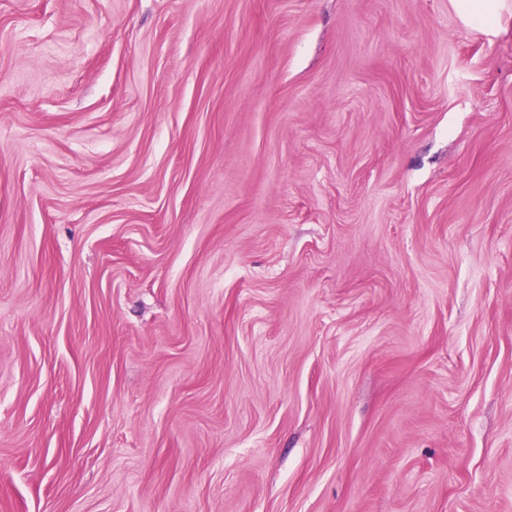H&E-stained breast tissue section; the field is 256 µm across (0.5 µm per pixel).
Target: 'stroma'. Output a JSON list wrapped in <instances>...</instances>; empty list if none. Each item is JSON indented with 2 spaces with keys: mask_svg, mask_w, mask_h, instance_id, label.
Listing matches in <instances>:
<instances>
[{
  "mask_svg": "<svg viewBox=\"0 0 512 512\" xmlns=\"http://www.w3.org/2000/svg\"><path fill=\"white\" fill-rule=\"evenodd\" d=\"M0 512H512V0H0Z\"/></svg>",
  "mask_w": 512,
  "mask_h": 512,
  "instance_id": "35a3bbf8",
  "label": "stroma"
}]
</instances>
